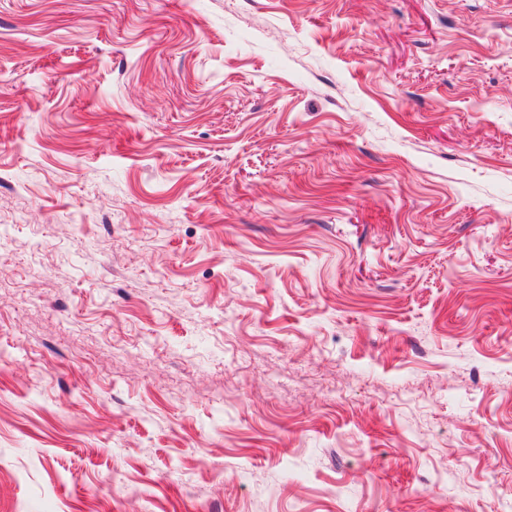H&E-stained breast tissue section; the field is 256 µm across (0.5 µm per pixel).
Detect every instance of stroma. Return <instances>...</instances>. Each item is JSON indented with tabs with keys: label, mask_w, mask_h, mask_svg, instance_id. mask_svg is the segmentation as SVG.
I'll list each match as a JSON object with an SVG mask.
<instances>
[{
	"label": "stroma",
	"mask_w": 512,
	"mask_h": 512,
	"mask_svg": "<svg viewBox=\"0 0 512 512\" xmlns=\"http://www.w3.org/2000/svg\"><path fill=\"white\" fill-rule=\"evenodd\" d=\"M0 512H512V0H0Z\"/></svg>",
	"instance_id": "1"
}]
</instances>
